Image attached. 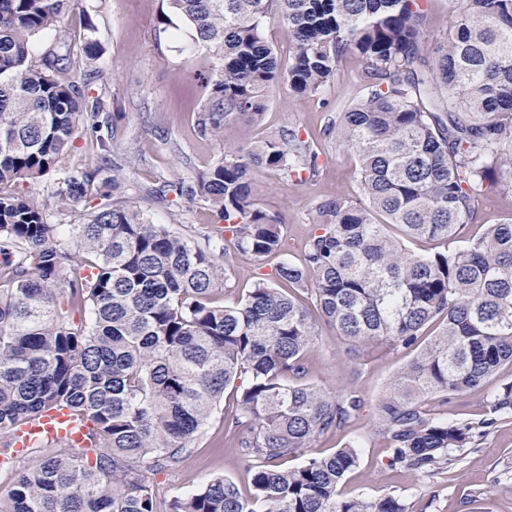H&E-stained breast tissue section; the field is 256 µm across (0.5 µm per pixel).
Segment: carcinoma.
I'll return each mask as SVG.
<instances>
[{
    "mask_svg": "<svg viewBox=\"0 0 512 512\" xmlns=\"http://www.w3.org/2000/svg\"><path fill=\"white\" fill-rule=\"evenodd\" d=\"M422 2L167 0L158 23L178 18L196 47L219 56L200 77L211 88L198 111L203 135L258 121L266 93L283 80L300 95H321L348 53L369 79L364 98L324 129L355 152L358 195L319 205L327 220L301 262L275 268L288 290L259 282L229 307L213 299L226 284L213 242L229 236L256 260L282 250L281 222L253 200V172L314 177L311 142L285 127L226 144L193 183L156 190L200 199L224 221L200 242L120 203L80 224H53L48 205L16 191L18 182L62 175L52 194L61 211L91 194L102 168L117 170L101 134L105 100L87 93L84 66L100 48L92 24L79 43L62 27L76 0H0V433L61 406L92 424L89 446L17 471L0 512H157L147 473L193 452L238 380L237 407L224 421L251 497L215 476L172 497L167 512H407L395 490L338 497L358 465L357 444L278 469L361 406L353 391L332 395L308 380L317 315L351 341L418 348L374 422L393 464L433 476L485 433L491 422H450L426 401L464 395L512 365V222L462 239L484 184L512 169V0H465L431 49ZM274 17L286 26V67L264 35ZM46 31L53 37L32 65L31 41ZM81 126L101 149L93 169L65 165ZM390 225L409 240H444L447 250L412 253ZM306 286L314 313L299 299ZM490 404L512 419V385Z\"/></svg>",
    "mask_w": 512,
    "mask_h": 512,
    "instance_id": "1",
    "label": "carcinoma"
}]
</instances>
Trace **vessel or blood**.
I'll use <instances>...</instances> for the list:
<instances>
[{
    "mask_svg": "<svg viewBox=\"0 0 512 512\" xmlns=\"http://www.w3.org/2000/svg\"><path fill=\"white\" fill-rule=\"evenodd\" d=\"M91 423L87 418L74 415L68 408L46 411L37 418L28 420L14 436V450H21L41 441L68 439L85 445Z\"/></svg>",
    "mask_w": 512,
    "mask_h": 512,
    "instance_id": "1",
    "label": "vessel or blood"
}]
</instances>
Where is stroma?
<instances>
[{"mask_svg": "<svg viewBox=\"0 0 512 512\" xmlns=\"http://www.w3.org/2000/svg\"><path fill=\"white\" fill-rule=\"evenodd\" d=\"M463 6V0H426L427 46L444 41ZM165 8V0H79L63 20L78 40L87 26H94L102 48L89 92L107 100L110 150L122 166L124 183L118 201L141 208L152 223L169 224L189 235L213 224L212 212L202 202L181 200L171 193L159 196L155 190L178 178L196 180L222 157L225 142L246 144L288 125L299 128L301 137L318 153V174L302 182L272 169L255 172L254 200L280 219L286 249L257 261L239 255L233 243H226L217 262L228 282L216 298L229 306L245 297L257 280L270 279L279 261L301 260L305 242L324 221L319 202L357 192L354 154L323 130L332 112L364 95L363 64L357 57H345L336 80L315 98L279 83L268 91L259 123L234 121L225 127L223 138L205 136L197 129L196 116L210 90L194 76L213 68L217 58L193 47L182 22L161 29L157 19ZM474 209L475 219L464 229L468 236L481 234L486 225L512 219V188L487 187L476 198ZM317 330L318 341L308 358L310 381L331 393L346 388L356 391L363 401L347 426L309 447L310 454L328 455L350 442H361L359 465L342 483L341 497H376L394 490L403 495L408 512H512V420L494 418L490 407L492 392L512 384L511 366L484 386L452 397L440 407L448 420L464 424L485 419L490 426L460 450L457 460L426 477L393 465L391 449L373 432L379 401L390 380L411 359V351L396 350L381 341L369 346L353 343L322 322ZM235 404L233 391L225 390L193 453L177 468L149 474L158 503L190 493L216 475L249 491L250 477L233 451V435L224 427V417Z\"/></svg>", "mask_w": 512, "mask_h": 512, "instance_id": "stroma-1", "label": "stroma"}]
</instances>
